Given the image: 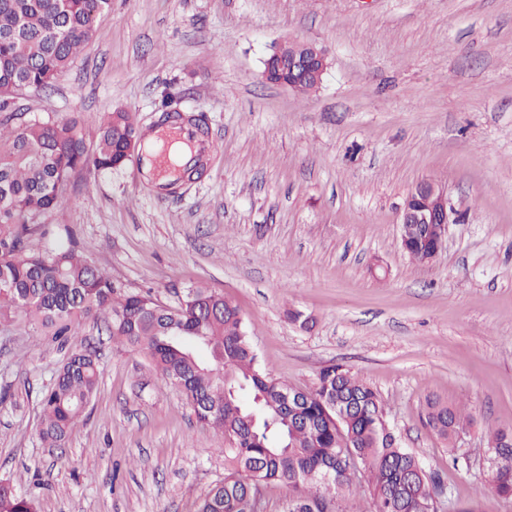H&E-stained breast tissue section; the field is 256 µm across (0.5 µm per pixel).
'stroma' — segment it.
Segmentation results:
<instances>
[{"label": "stroma", "mask_w": 512, "mask_h": 512, "mask_svg": "<svg viewBox=\"0 0 512 512\" xmlns=\"http://www.w3.org/2000/svg\"><path fill=\"white\" fill-rule=\"evenodd\" d=\"M286 39L327 51L316 92L262 80ZM16 106L77 118L90 145L119 109L144 129L203 114L200 178L169 193L138 154L76 170L27 250L75 247L165 304L196 285L224 294L271 376L310 389L340 363L381 395L402 447L444 482L439 512H512L486 457L512 428V0H112L70 71ZM424 180L462 219L419 264L400 210ZM77 342L99 385L52 448L39 401L68 350L0 316V480L37 512H196L224 478L220 435L103 320L81 321ZM429 397L470 416L458 461L423 425Z\"/></svg>", "instance_id": "1"}]
</instances>
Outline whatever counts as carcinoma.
<instances>
[{
    "label": "carcinoma",
    "instance_id": "carcinoma-1",
    "mask_svg": "<svg viewBox=\"0 0 512 512\" xmlns=\"http://www.w3.org/2000/svg\"><path fill=\"white\" fill-rule=\"evenodd\" d=\"M111 0H0V316L21 312L67 344L80 319L102 315L112 337L141 350L188 402L208 408L199 422L224 447V480L202 496L196 512H251L273 484L287 492L286 512H339L367 484L373 512H437L440 478L403 448L377 391L344 365L322 369L311 390L265 373L236 305L208 288H189L171 306L149 293L123 292L110 275L72 247L32 253L25 241L38 216L62 203L78 168L117 167L130 139L142 135L130 112H111L87 147L78 121L20 122L15 99L52 84L70 68ZM425 230L412 227L409 256L424 260ZM98 387L95 355L75 349L40 399L39 433L61 447ZM464 409L428 398L424 426L453 443ZM492 489L512 497V430L491 436ZM0 512H36L34 498L0 482Z\"/></svg>",
    "mask_w": 512,
    "mask_h": 512
}]
</instances>
